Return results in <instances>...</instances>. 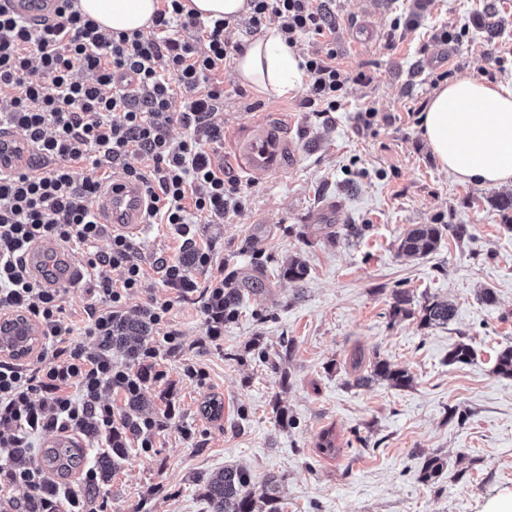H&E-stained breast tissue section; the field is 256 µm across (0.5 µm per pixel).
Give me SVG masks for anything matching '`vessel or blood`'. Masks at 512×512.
Returning <instances> with one entry per match:
<instances>
[{
	"label": "vessel or blood",
	"mask_w": 512,
	"mask_h": 512,
	"mask_svg": "<svg viewBox=\"0 0 512 512\" xmlns=\"http://www.w3.org/2000/svg\"><path fill=\"white\" fill-rule=\"evenodd\" d=\"M11 12L34 23H44L54 18L58 0H0ZM296 158V145L288 133L287 122L265 116L254 121L250 135L238 146L236 159L244 172H261L277 175ZM103 223L122 226L131 234H138L145 224V197L142 187L135 183H122L120 188L104 186L94 201ZM53 257L66 261L65 284L79 282L82 270L70 263L66 249L52 239L33 243L25 255L28 271L41 277L40 261Z\"/></svg>",
	"instance_id": "obj_1"
}]
</instances>
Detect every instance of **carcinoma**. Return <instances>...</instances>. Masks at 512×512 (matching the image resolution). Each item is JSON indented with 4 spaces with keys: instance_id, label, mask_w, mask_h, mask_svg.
I'll list each match as a JSON object with an SVG mask.
<instances>
[{
    "instance_id": "carcinoma-1",
    "label": "carcinoma",
    "mask_w": 512,
    "mask_h": 512,
    "mask_svg": "<svg viewBox=\"0 0 512 512\" xmlns=\"http://www.w3.org/2000/svg\"><path fill=\"white\" fill-rule=\"evenodd\" d=\"M451 233L458 238L470 234L466 224H415L400 238L397 252L401 256L423 258L439 247L443 236ZM248 282H234L229 279L224 286V321L233 322L240 314V305ZM389 315L392 319H406L418 316L425 325H446L454 317L453 305L447 301L427 299L419 308H413V298L404 290L393 294ZM149 332V323L144 320L126 318L117 324L112 346L130 354L138 342L144 340ZM472 346L461 341L448 351V363H467L472 360ZM370 375L361 376L356 382L377 380L394 388L411 386L413 377L409 372L392 368L391 364L380 358L369 362ZM494 372L504 377H512V348L508 347L496 355ZM317 453L333 458L339 452L336 435L333 429L323 430L316 444ZM123 453L114 452L103 456L97 463L101 481L106 482L112 476L115 461L122 458ZM277 480L268 477L256 483L244 467L227 466L223 471L211 478L207 484L209 512H257L256 502L260 501L267 507V512H278Z\"/></svg>"
}]
</instances>
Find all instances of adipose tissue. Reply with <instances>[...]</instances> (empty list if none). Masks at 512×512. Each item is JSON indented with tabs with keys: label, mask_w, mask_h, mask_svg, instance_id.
I'll list each match as a JSON object with an SVG mask.
<instances>
[{
	"label": "adipose tissue",
	"mask_w": 512,
	"mask_h": 512,
	"mask_svg": "<svg viewBox=\"0 0 512 512\" xmlns=\"http://www.w3.org/2000/svg\"><path fill=\"white\" fill-rule=\"evenodd\" d=\"M81 11L101 26L128 31L151 24L157 0H80ZM296 48L267 29L237 56L240 79L278 96L296 93L305 81ZM423 136L442 168L458 182L512 186V87L469 77L442 86L421 116Z\"/></svg>",
	"instance_id": "adipose-tissue-1"
}]
</instances>
